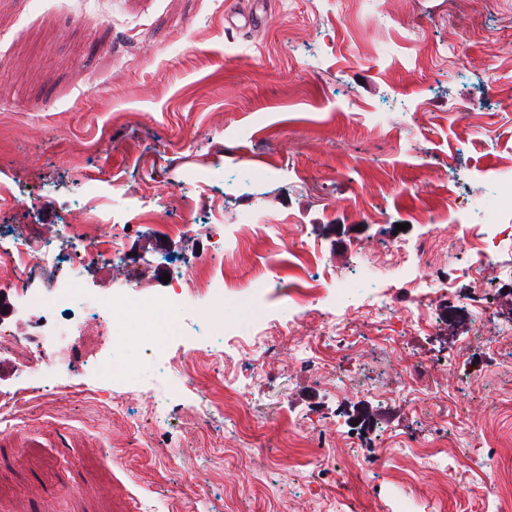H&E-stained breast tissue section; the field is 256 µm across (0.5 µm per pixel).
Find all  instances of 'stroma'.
I'll use <instances>...</instances> for the list:
<instances>
[{"label": "stroma", "instance_id": "stroma-1", "mask_svg": "<svg viewBox=\"0 0 512 512\" xmlns=\"http://www.w3.org/2000/svg\"><path fill=\"white\" fill-rule=\"evenodd\" d=\"M512 175V0H0V249L19 266L43 244L60 252L84 207L104 233L139 243L140 289L111 309L123 332L87 336L89 360L32 377L27 409L0 415V512H414L443 486L446 512H496L480 496L492 457L512 439V302L482 327L477 302L512 274V237L475 267L466 229L512 222L494 200ZM153 214L136 226L140 211ZM224 247L263 225L280 257L310 252L333 291L351 290L355 345L346 376L360 404L401 442L437 447L404 494L377 467L354 474L350 406L332 372L262 335L297 312L267 289L224 295L235 337L203 335L186 299L141 306L163 284L149 242L190 221V254L216 214ZM435 239L420 269L381 267L382 236ZM447 271L455 321L433 311L415 330L363 300L373 276L396 284ZM220 359L199 389L162 361ZM264 373H254L258 364ZM426 369L428 396L404 407L405 369ZM78 384L83 395L64 392ZM234 389L255 436L242 437L204 395ZM324 419L301 448L288 426ZM473 444L456 464L457 446ZM329 452L324 469L292 460Z\"/></svg>", "mask_w": 512, "mask_h": 512}]
</instances>
